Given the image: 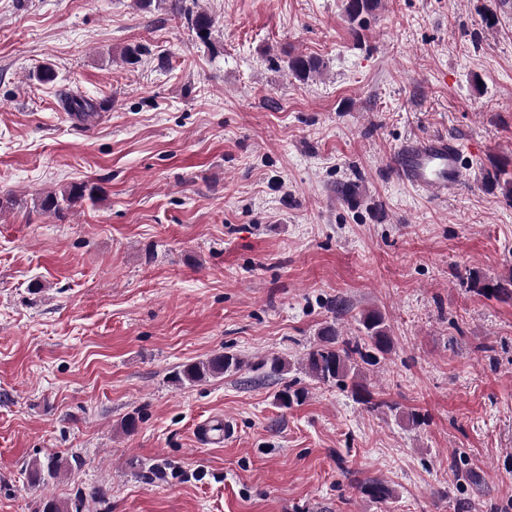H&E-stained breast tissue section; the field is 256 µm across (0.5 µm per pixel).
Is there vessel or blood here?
Returning a JSON list of instances; mask_svg holds the SVG:
<instances>
[{
  "label": "vessel or blood",
  "mask_w": 512,
  "mask_h": 512,
  "mask_svg": "<svg viewBox=\"0 0 512 512\" xmlns=\"http://www.w3.org/2000/svg\"><path fill=\"white\" fill-rule=\"evenodd\" d=\"M393 167L400 180L417 190L444 194L462 179V147L444 135L414 138L397 150Z\"/></svg>",
  "instance_id": "vessel-or-blood-1"
}]
</instances>
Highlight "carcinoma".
<instances>
[{"mask_svg":"<svg viewBox=\"0 0 512 512\" xmlns=\"http://www.w3.org/2000/svg\"><path fill=\"white\" fill-rule=\"evenodd\" d=\"M141 10H168L185 20L188 27L195 33L200 42L211 44L213 19L204 11H195L186 6V0H136ZM379 7L378 0H346L345 14L352 23H362L363 16L373 13ZM319 59L306 55H294L288 59V70L301 80H306L320 72ZM60 104L66 112H78L91 115L100 112L104 104L85 96L69 93L60 94ZM103 188L94 183H70L60 190L46 192L36 203V208L50 216L63 217L71 208L87 201L96 202ZM470 287L480 294L499 299H512V274L497 279H482L476 273L470 276ZM361 336H342L335 327L326 326L322 329L319 342L303 359L304 369L313 379L322 383H334L346 386V380L352 381L354 394L367 409L375 411L385 406L383 402H373L362 395V386L357 382L362 372L360 364L375 365L386 358L393 349L392 336L385 317L376 310L362 313L359 318ZM242 368V360L229 352H217L205 360L191 362L181 366L173 374L174 382L183 386L203 382L209 378L225 373L237 372ZM305 391L296 387L291 381L288 387L279 394V400L285 407L299 403ZM61 463L50 459L43 463L35 460L29 466V478L34 483L45 482L59 475ZM366 493L374 500L385 502L391 497V490L384 483L373 480L365 487ZM84 496L78 492L70 503L60 504L57 500L44 499L34 512H84Z\"/></svg>","mask_w":512,"mask_h":512,"instance_id":"obj_1","label":"carcinoma"}]
</instances>
